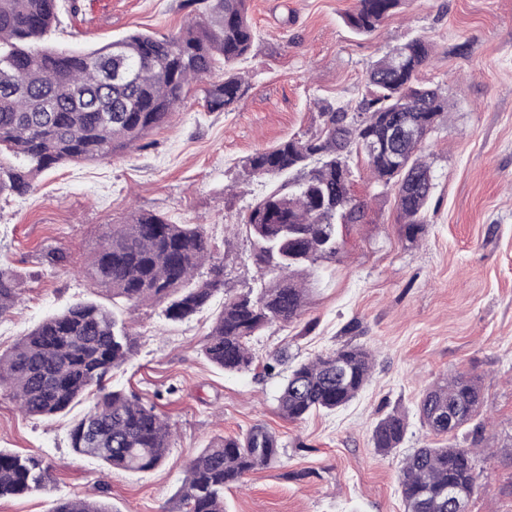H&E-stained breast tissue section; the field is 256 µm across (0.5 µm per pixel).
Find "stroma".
Returning a JSON list of instances; mask_svg holds the SVG:
<instances>
[{"label": "stroma", "mask_w": 512, "mask_h": 512, "mask_svg": "<svg viewBox=\"0 0 512 512\" xmlns=\"http://www.w3.org/2000/svg\"><path fill=\"white\" fill-rule=\"evenodd\" d=\"M353 3L249 0L256 39L237 66L242 94L228 111H207L192 89L143 147L35 171L27 195L0 194V259L25 289L0 319V351L75 300L114 306L133 320L138 353L110 384L155 405L176 432L162 466L109 471L72 451V415L26 418L0 391V448L37 455L53 474L42 489L1 499L0 512H49L74 496L103 498L113 512H176L188 462L212 439L255 426L276 435L286 454L226 490V512H404L403 455L440 443L422 427L417 403L455 372L479 376L486 423L482 477L467 512H512V0H404L364 36L342 20ZM194 16L185 0H77L62 5L46 43L89 49L133 31L175 32ZM415 37L433 47L419 81L449 102L421 145L433 172L422 230L406 235L394 193L378 194L363 155L352 154V190L368 203L366 219L344 230L336 259L313 269L300 320L252 339L251 370L220 371L202 351L222 297L170 322L160 306L129 311L77 275L106 225L150 211L203 225L228 285L259 288L263 270L240 222L275 183L251 177L248 158L315 134L324 106L357 112L371 65ZM347 342L376 352L365 388L334 412L283 419L274 401L283 378L267 364L283 349L298 362ZM394 410L406 413L408 431L400 451L382 456L371 428Z\"/></svg>", "instance_id": "obj_1"}]
</instances>
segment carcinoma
Masks as SVG:
<instances>
[{"label": "carcinoma", "instance_id": "carcinoma-1", "mask_svg": "<svg viewBox=\"0 0 512 512\" xmlns=\"http://www.w3.org/2000/svg\"><path fill=\"white\" fill-rule=\"evenodd\" d=\"M58 0H0V149L24 156L46 170L64 162L112 158L138 147L165 125L190 90L224 60V80L203 89L210 112L226 111L241 96L234 72L255 34L248 0H189L202 5L201 20L175 33L137 32L91 50H59L44 45L58 17ZM400 0H355L345 14L356 34L373 32ZM431 44L413 38L378 59L368 72L369 98L359 106L361 123L341 108L324 112L319 133L288 138L256 151L248 173L285 181L250 207L242 223L255 245L256 261L271 276L257 293L233 294L225 287L224 264L202 225L172 224L147 211L125 224H108L92 260L79 268L91 288H103L135 309L163 306L166 319L182 322L202 311L219 293L222 309L206 336L204 354L226 372H245L254 363L252 337L273 325L297 321L307 305L305 278L322 259L342 250V227L361 224L365 203L344 178L348 157L361 139L384 137L411 117L424 119L427 135L448 98L418 82L416 74L431 55ZM398 148L403 161L385 152L366 156L381 193L395 192L399 218L414 237L421 230L433 186L421 142ZM28 172L11 171L0 192L28 194ZM22 293L11 264L0 261V317ZM138 352L137 334L107 307L80 300L43 319L0 352V387L26 416L50 420L68 413L91 391L90 405L69 429L73 452L110 470L147 472L172 448L173 431L155 407L124 390L105 385L107 376ZM374 352L345 344L296 364L276 396L280 415L292 422L314 412L348 405L369 382ZM481 404L479 377L458 372L444 384L426 388L418 402L423 426L436 437L452 438L469 425ZM407 416L392 411L371 432L373 448L389 455L402 444ZM483 427H474L468 446L450 442L417 448L402 459L401 492L406 512H454L448 487L468 493L481 476L477 448ZM284 445L263 427L243 436L212 440L187 465L178 493L183 512H225L224 490L248 473L277 464ZM50 466L34 456L0 450V498L47 485ZM50 512H112L103 500L72 497Z\"/></svg>", "mask_w": 512, "mask_h": 512}]
</instances>
